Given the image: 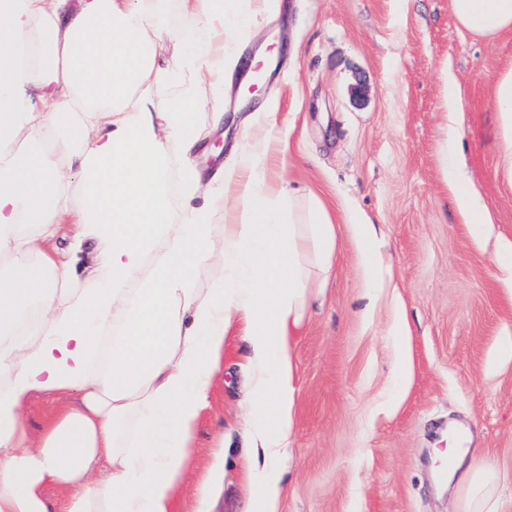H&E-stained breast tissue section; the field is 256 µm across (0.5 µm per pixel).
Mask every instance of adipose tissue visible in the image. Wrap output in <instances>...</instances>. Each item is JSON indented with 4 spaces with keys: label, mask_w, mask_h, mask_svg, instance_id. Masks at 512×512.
Returning <instances> with one entry per match:
<instances>
[{
    "label": "adipose tissue",
    "mask_w": 512,
    "mask_h": 512,
    "mask_svg": "<svg viewBox=\"0 0 512 512\" xmlns=\"http://www.w3.org/2000/svg\"><path fill=\"white\" fill-rule=\"evenodd\" d=\"M164 2L0 0V512H173L235 332L252 387L250 510L279 512L295 332L312 283L331 269L336 229L312 192L269 175L273 120L252 126L211 180L192 161L196 112L209 106L223 121L214 90L231 80L236 47L269 0H177L199 25L179 62L156 52ZM451 10L472 36L512 31V0H451ZM31 88L40 109L28 105ZM493 102L512 181V65L496 76ZM458 137L445 140L444 176L465 221L489 223L457 164ZM90 240L104 248L84 282L77 265ZM214 263L220 279L198 287ZM38 393L73 401L32 444L23 409ZM102 457L111 475L98 480ZM452 477L461 512H505L501 472L480 449ZM51 485L67 492L60 506L45 496Z\"/></svg>",
    "instance_id": "ef3b65f1"
}]
</instances>
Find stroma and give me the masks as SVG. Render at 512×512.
<instances>
[{
    "mask_svg": "<svg viewBox=\"0 0 512 512\" xmlns=\"http://www.w3.org/2000/svg\"><path fill=\"white\" fill-rule=\"evenodd\" d=\"M238 48L264 57L261 77L224 89L232 119L199 117L196 164L211 177L241 145L252 117L274 111L283 151L270 165L315 193L336 222L326 282L297 333L296 424L280 512H459L439 487L433 451L449 435L483 449L512 498V182L504 178L492 84L512 63V32L478 39L450 0H273ZM460 89L445 110L442 73ZM462 133L458 162L491 221L465 223L444 180L440 146ZM376 225L383 287L372 285L346 214ZM410 326L407 381L396 388L387 329L396 305ZM247 348H224V379L194 437V470L174 512H196L197 481L223 446L224 482L209 512H247L255 487L244 465L250 402Z\"/></svg>",
    "mask_w": 512,
    "mask_h": 512,
    "instance_id": "obj_1",
    "label": "stroma"
}]
</instances>
